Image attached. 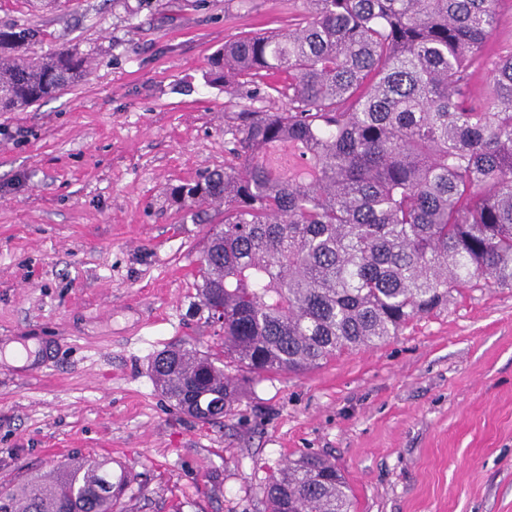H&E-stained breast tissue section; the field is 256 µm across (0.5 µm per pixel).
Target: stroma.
I'll list each match as a JSON object with an SVG mask.
<instances>
[{"instance_id":"obj_1","label":"stroma","mask_w":512,"mask_h":512,"mask_svg":"<svg viewBox=\"0 0 512 512\" xmlns=\"http://www.w3.org/2000/svg\"><path fill=\"white\" fill-rule=\"evenodd\" d=\"M306 0H0L31 56L93 53L82 81L0 112V489L94 455L138 479L124 512H265L292 454L335 461L355 512H512V290L453 293L398 336L304 374L255 378L236 415H178L160 351L221 345L192 272L223 209L172 187L233 165L248 104L210 82L241 33ZM27 350L26 364L4 356Z\"/></svg>"}]
</instances>
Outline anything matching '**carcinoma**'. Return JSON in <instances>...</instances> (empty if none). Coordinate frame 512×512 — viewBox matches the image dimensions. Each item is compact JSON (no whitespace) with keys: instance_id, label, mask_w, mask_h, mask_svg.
<instances>
[{"instance_id":"carcinoma-1","label":"carcinoma","mask_w":512,"mask_h":512,"mask_svg":"<svg viewBox=\"0 0 512 512\" xmlns=\"http://www.w3.org/2000/svg\"><path fill=\"white\" fill-rule=\"evenodd\" d=\"M281 32H246L210 64L212 83L281 112L244 109L240 159L172 189L224 207L194 275L221 353L163 350L151 363L179 413L235 414L248 375L303 373L396 336L460 288L512 289V52L495 49L497 0H307ZM34 27H0V112L86 77L90 53L32 58ZM490 72L482 91L472 75ZM300 162L272 170L269 148ZM131 482L94 456L0 491V512H117ZM267 512H354L328 458L301 451L263 487Z\"/></svg>"}]
</instances>
